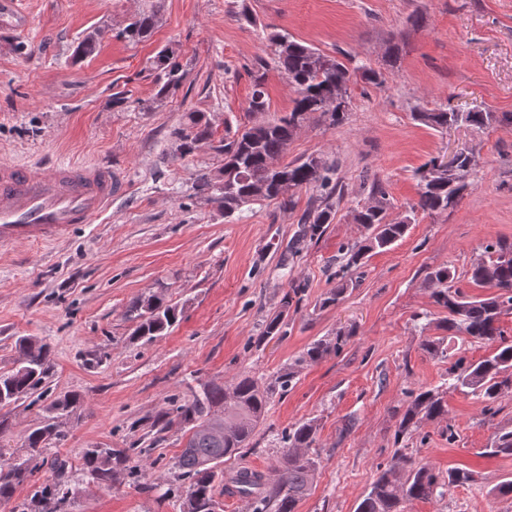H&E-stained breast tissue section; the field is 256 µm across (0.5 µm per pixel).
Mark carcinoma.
Returning <instances> with one entry per match:
<instances>
[{
	"instance_id": "cac0c4a2",
	"label": "carcinoma",
	"mask_w": 512,
	"mask_h": 512,
	"mask_svg": "<svg viewBox=\"0 0 512 512\" xmlns=\"http://www.w3.org/2000/svg\"><path fill=\"white\" fill-rule=\"evenodd\" d=\"M164 0H144L141 10L128 18L115 37L131 44L148 40L158 25ZM104 30L93 27L86 31L73 48L75 63L97 52ZM271 63L286 80L293 98L292 107L273 120H261L246 125L233 135L216 137L211 120L203 112H188L171 132V139L182 156L195 152L202 143L211 145L221 157L219 166L201 172L195 183L200 195L232 216L245 206L260 201L281 198L294 205L289 192L312 189L319 193V204L302 218L304 235L319 236L325 225L335 217L334 198L342 197V188L335 180V168L321 156L310 155L301 160L283 161L288 144L297 133L295 119L305 115L318 118L330 126L343 121L346 111L328 112L326 108L337 99L351 102L350 83L355 74L372 84L382 82V73L365 66L349 68L345 62L316 48L303 44L286 34L270 37ZM148 70L155 85L154 102H160L174 92L184 79L178 52L171 46L158 50L148 61ZM270 104L262 79L253 86L247 112L262 115ZM417 120L434 129L453 125L478 128L512 126V112H493L472 108L460 112L450 106H440L428 112L416 113ZM443 158L434 156L418 171L419 198L411 211L427 214L448 211L450 200L462 199L473 186L471 173L464 172L456 180L448 179L442 169ZM373 192L377 205H359L353 210V222L365 230L363 242L345 252V267H360L366 254L384 249L406 234L410 221L391 222L387 219L386 192L376 182ZM512 251V245L500 240L485 245L490 261L474 264L467 274V283L495 290L484 298H474L464 289L448 266H438L426 275L433 303L443 317L438 327L455 336L462 332L471 339L497 343L492 355L475 363L458 360L450 369V386L469 393L492 405L507 392H512V340L504 337L499 322L503 314L512 312V264H502L495 256ZM341 283L319 300V308L337 305L347 291ZM127 316L135 323L132 336L151 340L172 328L178 320L177 306L161 295L136 298L130 302ZM285 323L276 315L266 321L260 339L283 338ZM355 335L354 329L340 330L332 342L320 339L311 343L297 362L316 363L337 353ZM19 358L15 368L0 372V409L30 397L49 384L53 376V357L50 346L33 337L21 336L16 341ZM291 373H282L267 386L261 387L248 375H242L229 387L205 384L201 392L192 393L170 412V421L184 428L186 441L175 465L189 480L180 496L179 512H218L214 497L215 482L224 477V462L249 450L257 427L264 421L273 395L285 393ZM448 413V404L439 393L424 390L417 393L400 415L395 438L407 434L421 420L434 421ZM317 427L314 422L298 423L283 436V447L274 468L267 478L263 474L239 469L230 477L236 491L249 498L253 512H296L298 502L306 496L318 461L310 452L316 446ZM62 433L50 426H39L26 437L22 457L0 445V502H9L18 486L28 481L45 463L49 445L61 440ZM485 455L512 457V430L495 435ZM129 461L125 449L93 446L83 451L80 479L109 484ZM62 478L37 489L31 498L20 505V512H62L73 494L65 480L68 464L55 462ZM472 473L452 468L444 476L432 465L405 460L381 471L369 493L356 512H403V504L413 500H428L442 494V488L468 484Z\"/></svg>"
}]
</instances>
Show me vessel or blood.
<instances>
[{
  "label": "vessel or blood",
  "mask_w": 512,
  "mask_h": 512,
  "mask_svg": "<svg viewBox=\"0 0 512 512\" xmlns=\"http://www.w3.org/2000/svg\"><path fill=\"white\" fill-rule=\"evenodd\" d=\"M111 168L63 163L46 172L0 163V244L68 238L105 213L119 190Z\"/></svg>",
  "instance_id": "b4317fda"
}]
</instances>
